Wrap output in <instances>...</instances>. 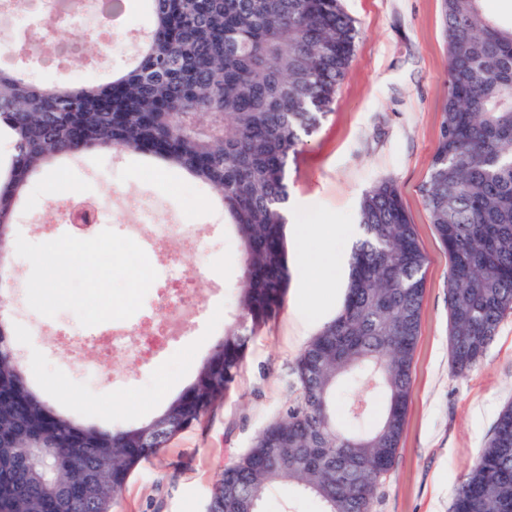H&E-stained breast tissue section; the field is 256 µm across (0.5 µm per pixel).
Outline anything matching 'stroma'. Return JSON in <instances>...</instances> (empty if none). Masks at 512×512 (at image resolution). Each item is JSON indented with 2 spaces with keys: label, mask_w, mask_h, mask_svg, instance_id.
I'll use <instances>...</instances> for the list:
<instances>
[{
  "label": "stroma",
  "mask_w": 512,
  "mask_h": 512,
  "mask_svg": "<svg viewBox=\"0 0 512 512\" xmlns=\"http://www.w3.org/2000/svg\"><path fill=\"white\" fill-rule=\"evenodd\" d=\"M342 6L358 30L354 55L331 112L289 159L288 210L299 224L341 225L338 245L348 250L360 235L364 193L384 179L398 187L428 265L400 449L375 510L451 512L461 477L512 402V314L477 368L457 375L448 341V254L420 193L442 122L441 0H342ZM147 27V15L130 9L112 31L110 55L43 71L18 52L7 65L39 85L105 80ZM33 185L17 211L15 236L50 251L74 250L79 260L45 303L33 290L41 272L11 249L14 282L0 319L13 329L22 372L66 415L115 427L141 423L192 381L238 314L241 250L224 208L199 182L157 161L112 151L66 160ZM76 194L111 199L120 222L70 238L60 212ZM147 208L156 223L199 226V243L177 250L201 313L160 353H116L112 334L166 318L167 252L153 249L151 226L138 220ZM327 248L315 230L302 251H290L287 303L251 343L234 388L201 425L139 469L116 512H205L224 466L251 448L294 399L298 355L339 310L343 289L319 284L310 265Z\"/></svg>",
  "instance_id": "obj_1"
}]
</instances>
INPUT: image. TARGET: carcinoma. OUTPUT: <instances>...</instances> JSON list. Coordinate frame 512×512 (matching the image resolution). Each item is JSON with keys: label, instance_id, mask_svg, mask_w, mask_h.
<instances>
[{"label": "carcinoma", "instance_id": "1", "mask_svg": "<svg viewBox=\"0 0 512 512\" xmlns=\"http://www.w3.org/2000/svg\"><path fill=\"white\" fill-rule=\"evenodd\" d=\"M151 34L105 82L34 84L0 69V226L30 181L89 150L153 158L208 186L240 242L238 315L193 381L149 420L87 424L0 361V512H113L134 472L235 384L290 282L288 159L325 118L357 30L340 0H146ZM488 0H442L448 53L440 137L421 196L448 253L453 369L480 362L512 313V24ZM337 315L296 360L297 397L218 475L206 512H255L277 483L322 512H374L411 387L427 258L398 188L373 186ZM374 386L378 423L336 417V392ZM44 450L30 460L31 446ZM454 512H512V403L456 488Z\"/></svg>", "mask_w": 512, "mask_h": 512}]
</instances>
